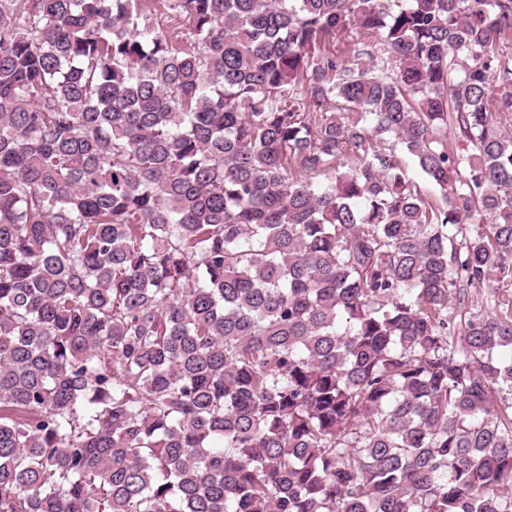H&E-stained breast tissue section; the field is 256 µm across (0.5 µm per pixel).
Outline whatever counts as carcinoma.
<instances>
[{
	"mask_svg": "<svg viewBox=\"0 0 512 512\" xmlns=\"http://www.w3.org/2000/svg\"><path fill=\"white\" fill-rule=\"evenodd\" d=\"M159 4L0 0V512H512V0Z\"/></svg>",
	"mask_w": 512,
	"mask_h": 512,
	"instance_id": "obj_1",
	"label": "carcinoma"
}]
</instances>
